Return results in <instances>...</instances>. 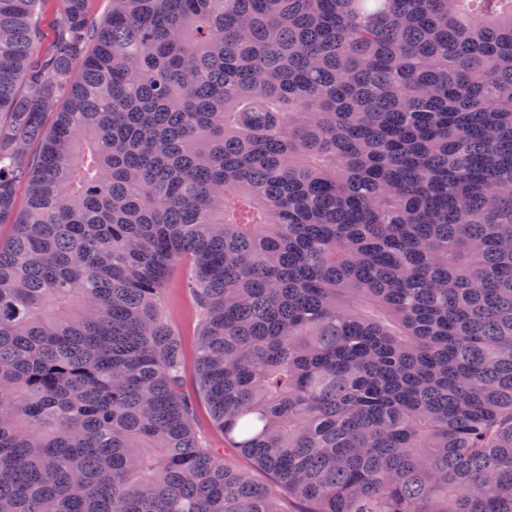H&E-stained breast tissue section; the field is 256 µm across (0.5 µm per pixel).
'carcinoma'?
<instances>
[{"label": "carcinoma", "mask_w": 512, "mask_h": 512, "mask_svg": "<svg viewBox=\"0 0 512 512\" xmlns=\"http://www.w3.org/2000/svg\"><path fill=\"white\" fill-rule=\"evenodd\" d=\"M40 2L0 0V512H512V0H56L48 44ZM183 262L270 485L195 429Z\"/></svg>", "instance_id": "carcinoma-1"}]
</instances>
